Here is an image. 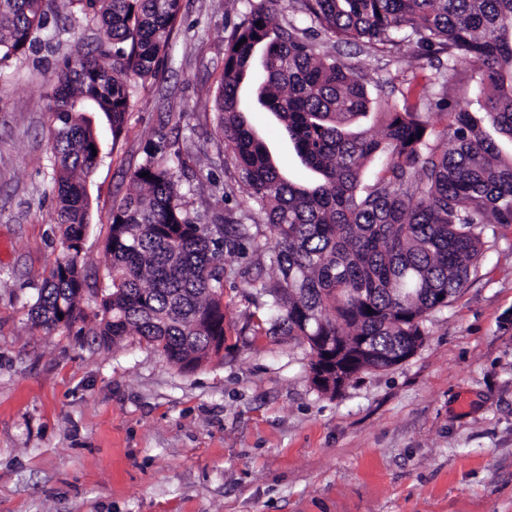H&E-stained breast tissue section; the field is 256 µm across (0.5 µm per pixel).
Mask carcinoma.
Instances as JSON below:
<instances>
[{"label": "carcinoma", "instance_id": "carcinoma-1", "mask_svg": "<svg viewBox=\"0 0 512 512\" xmlns=\"http://www.w3.org/2000/svg\"><path fill=\"white\" fill-rule=\"evenodd\" d=\"M65 2L0 0V64L54 39ZM77 2L99 37L94 52L63 58L49 94L55 223L69 257L39 287L36 325L49 329L62 315L71 327L91 320L100 343L137 336L181 369L224 339V256L267 259L275 276L245 281L267 297L249 314L254 330L277 326L312 351L334 344L347 381L389 370L421 347L428 315L460 295L480 258L479 226L512 224V155L483 128L487 119L512 142V0H289L312 24L299 34L273 27L284 0H260L227 42L210 134L246 198L218 208L235 189L215 179L211 215L190 211L177 180L182 149L159 130L134 190L113 207L109 283L98 309L86 312L90 285L77 258L99 145L85 112L106 116L112 143L126 135L131 79L156 76L180 0ZM338 45L406 50L418 69L442 56L454 72L476 63L484 113L450 112L437 131L431 111L449 105L448 82L437 93L410 85L399 100L374 97L331 52ZM257 74V102L314 183L285 177L248 124L238 91ZM372 121L381 123L376 133Z\"/></svg>", "mask_w": 512, "mask_h": 512}]
</instances>
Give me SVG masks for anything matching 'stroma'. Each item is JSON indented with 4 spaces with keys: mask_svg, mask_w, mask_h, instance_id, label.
Listing matches in <instances>:
<instances>
[{
    "mask_svg": "<svg viewBox=\"0 0 512 512\" xmlns=\"http://www.w3.org/2000/svg\"><path fill=\"white\" fill-rule=\"evenodd\" d=\"M259 0H181L154 79L135 82L127 135L89 118L101 160L86 183L78 257L95 305L108 282L112 209L158 130L189 154L191 209L225 179L209 136L229 37ZM51 51L0 67V512H512V224L482 227L462 293L425 323L418 352L328 396L311 354L248 320L255 289L224 283V354L183 372L139 337L33 326L37 286L65 250L48 168L50 80L96 45L65 5ZM337 56L373 93L398 98L406 58L354 47ZM246 118L279 166L304 181L287 134L243 84Z\"/></svg>",
    "mask_w": 512,
    "mask_h": 512,
    "instance_id": "35a3bbf8",
    "label": "stroma"
}]
</instances>
